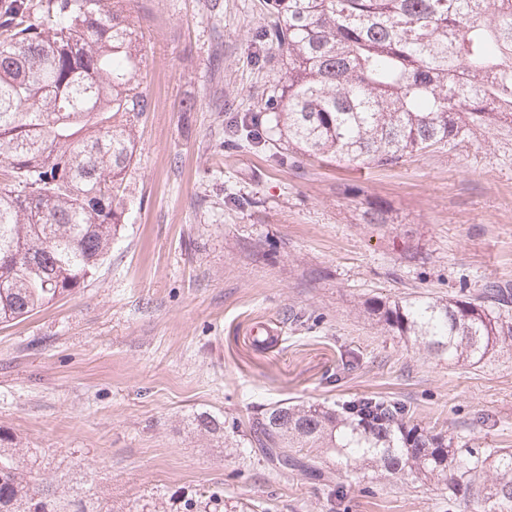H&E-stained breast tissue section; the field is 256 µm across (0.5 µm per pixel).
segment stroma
<instances>
[{
    "instance_id": "35a3bbf8",
    "label": "stroma",
    "mask_w": 512,
    "mask_h": 512,
    "mask_svg": "<svg viewBox=\"0 0 512 512\" xmlns=\"http://www.w3.org/2000/svg\"><path fill=\"white\" fill-rule=\"evenodd\" d=\"M209 2L132 0L151 109L134 129L131 211L83 288L0 325V431L40 477L112 512H328L321 482L195 431L201 411L388 395L459 445L512 448V338L478 367L451 364L364 311L512 289V126L393 167L231 143L228 122L261 111L283 60L257 38L273 22L264 0ZM370 201L389 224L363 223ZM261 323L278 337L266 353ZM321 465L343 512L491 508Z\"/></svg>"
}]
</instances>
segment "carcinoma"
I'll return each instance as SVG.
<instances>
[{"label": "carcinoma", "instance_id": "carcinoma-1", "mask_svg": "<svg viewBox=\"0 0 512 512\" xmlns=\"http://www.w3.org/2000/svg\"><path fill=\"white\" fill-rule=\"evenodd\" d=\"M131 0H0V323L71 295L112 250L119 192L148 111L140 25ZM264 43L285 52L264 101L283 149L338 163L393 167L473 130L512 125V0H267ZM245 115L235 140L261 139ZM512 293L373 300L387 331L471 366L512 337ZM201 434L244 448L278 476L319 472L329 512L342 490L298 448L332 450L412 486L436 482L448 502L512 508V451L460 448L414 422L398 397L275 403L256 422L207 411ZM33 457L0 433V512H97L35 486Z\"/></svg>", "mask_w": 512, "mask_h": 512}]
</instances>
